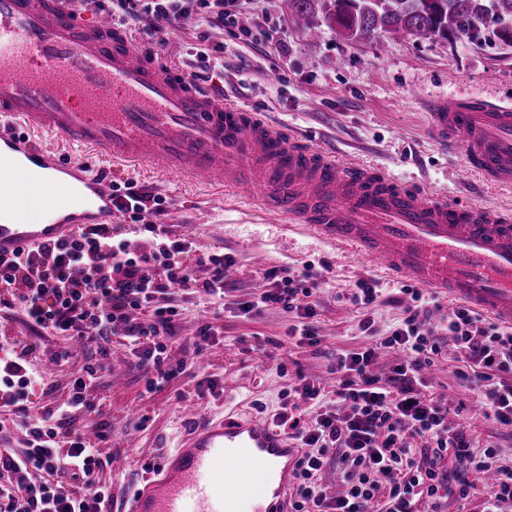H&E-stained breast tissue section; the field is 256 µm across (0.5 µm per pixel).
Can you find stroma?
<instances>
[{"instance_id": "1", "label": "stroma", "mask_w": 512, "mask_h": 512, "mask_svg": "<svg viewBox=\"0 0 512 512\" xmlns=\"http://www.w3.org/2000/svg\"><path fill=\"white\" fill-rule=\"evenodd\" d=\"M241 26L267 32L270 42H242L237 37ZM175 29L181 50L170 60L173 68L198 73L201 84L223 86L227 98L270 123L334 151L337 158L386 168L441 197L512 209V188L486 184L464 170L459 156L429 135L426 111L427 99L436 96L512 103V45L420 37L353 42L322 23L312 30L296 26L288 0H244L233 26L212 25L194 14ZM216 59L223 60V70H205L206 61ZM270 71L275 74L271 80L266 77ZM452 72L457 75L453 82L448 79ZM42 143L92 170L107 171L109 180L149 188L163 198L167 211L178 214L177 223L166 227L170 237L189 238L203 252L223 248L236 261L225 288L224 333L218 343L195 345L194 329L213 311L198 306L195 295L174 294L181 315L175 335L166 341L168 362L182 361L186 368L165 387L147 392L154 368L139 365L120 342L112 344L120 376L96 393L101 411L112 421V452L123 462L109 477L111 512H126L145 464L166 449L183 446L194 418L277 417L288 391L278 365L329 381L337 351L363 343L365 318L373 319L377 336H385L410 302L400 293L399 281L368 261L267 218L237 198L148 167L109 169L105 159L73 148L58 135L43 137ZM307 264L325 287L314 318L319 346L290 340L296 313L273 306L258 314L236 310V302L265 291L266 269L284 267L295 275ZM361 278L388 289L390 302L368 307L352 303L348 295ZM460 368L456 353L445 350L432 367L434 393L461 407L456 421L475 447L494 446L512 459V430L476 410L475 394L457 375ZM208 378L218 380L221 391L198 394L199 383Z\"/></svg>"}]
</instances>
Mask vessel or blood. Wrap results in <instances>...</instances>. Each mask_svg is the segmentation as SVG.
I'll return each mask as SVG.
<instances>
[{
  "label": "vessel or blood",
  "instance_id": "obj_1",
  "mask_svg": "<svg viewBox=\"0 0 512 512\" xmlns=\"http://www.w3.org/2000/svg\"><path fill=\"white\" fill-rule=\"evenodd\" d=\"M75 0H0V255L47 245L112 216V188L83 163L38 145L64 137L112 162L247 191L262 212L352 250L390 277L470 305L512 326V213L459 205L367 165H343L258 113L192 84L135 45L110 15L86 23ZM430 129L487 183L512 187V106L438 97ZM46 172L32 185L34 169ZM94 210L55 223L67 179ZM302 451L265 416L199 422L187 447L162 454L160 477L129 512H284ZM272 486L274 507L262 489Z\"/></svg>",
  "mask_w": 512,
  "mask_h": 512
}]
</instances>
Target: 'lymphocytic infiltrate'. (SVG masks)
Returning a JSON list of instances; mask_svg holds the SVG:
<instances>
[{"mask_svg": "<svg viewBox=\"0 0 512 512\" xmlns=\"http://www.w3.org/2000/svg\"><path fill=\"white\" fill-rule=\"evenodd\" d=\"M124 16L146 20L148 34L163 46L169 25L202 9L209 22L236 23L240 0H116ZM116 211L137 222L136 239H115L108 224H92L53 245H37L12 257L0 255V313H20L30 331L22 342L0 324V413L15 416L20 448H0V512H104L110 503L100 475L113 455L103 449L112 434L107 420H90V395L112 375L113 337H121L155 378L148 390L180 375L166 363L165 338L180 315L174 288L192 290L209 305H223L234 265L216 250L197 253L188 239L169 238L161 197L136 182L112 186ZM267 289L241 302L250 312L279 305L296 313L292 329L300 342L317 344L312 323L321 283L311 268L297 276L265 271ZM404 317L379 342L336 357L333 391L303 374L288 385V409L278 416L304 450L296 464L291 512H441L448 496L476 501L475 512H512V461L499 448L474 450L463 427L452 424L449 407L426 397V373L445 345L459 353L461 378L477 386L489 416L512 429V329L459 306L444 329L429 321V295L409 291ZM94 350L93 362L67 384L37 370L32 359L68 364L70 351L46 348L45 332ZM403 353L388 377L372 366L379 350ZM66 388L62 401L29 415L34 389ZM335 464L343 494L328 495L318 476Z\"/></svg>", "mask_w": 512, "mask_h": 512, "instance_id": "obj_1", "label": "lymphocytic infiltrate"}]
</instances>
